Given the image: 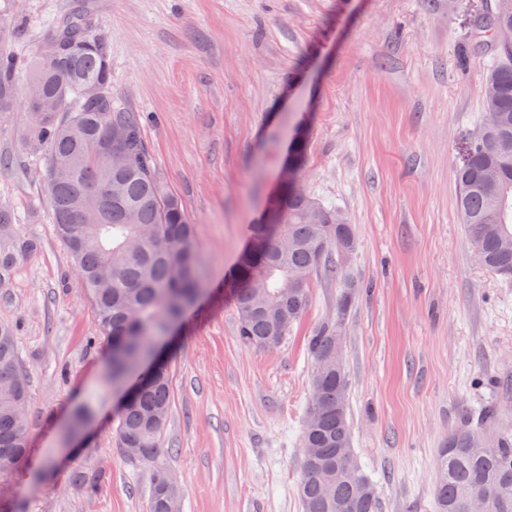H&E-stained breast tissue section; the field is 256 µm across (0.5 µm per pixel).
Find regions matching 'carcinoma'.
<instances>
[{"mask_svg": "<svg viewBox=\"0 0 512 512\" xmlns=\"http://www.w3.org/2000/svg\"><path fill=\"white\" fill-rule=\"evenodd\" d=\"M480 53L496 62L485 78L484 107L491 117L469 143L456 169L457 199L472 252L494 274L512 278V0H493L483 13ZM79 9L48 35L47 49L30 66L28 83L41 95L28 102L22 139L44 160V187L56 232L69 249L82 287L93 301L99 330L112 344L109 377L120 390L138 373L137 361L152 358L182 309L200 290L194 227L177 196L157 173L144 143L138 113L112 99L111 63L89 34ZM17 61L0 52V116L12 111L22 86ZM113 130L126 135L121 155L99 153ZM280 223L254 224L250 235L266 248L239 257L232 292L240 320L239 338L248 346L284 342L310 305V285L324 275L343 283L336 300L348 303L352 284L339 241L355 244L352 225L335 208L320 204L306 187L284 185L278 193ZM38 248L15 223L12 207L0 203V289ZM288 289V304L279 295ZM341 319L322 321L308 337L313 363L308 408L314 426H303L299 497L303 512H377L373 481L351 448L347 375L344 365H327L342 342ZM15 328L0 322V476L29 454L26 428L17 420L28 402L19 374ZM171 411L170 373L157 360L144 370L139 389L118 413L120 445L137 440L149 450L150 512H165L159 477L160 436ZM501 410L488 405L448 434L437 468L438 512H469L470 498L484 496V512H512V430L500 426Z\"/></svg>", "mask_w": 512, "mask_h": 512, "instance_id": "carcinoma-1", "label": "carcinoma"}]
</instances>
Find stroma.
Here are the masks:
<instances>
[{
    "label": "stroma",
    "mask_w": 512,
    "mask_h": 512,
    "mask_svg": "<svg viewBox=\"0 0 512 512\" xmlns=\"http://www.w3.org/2000/svg\"><path fill=\"white\" fill-rule=\"evenodd\" d=\"M493 0H0V50L19 79L73 9L111 62L114 97L195 226L202 289L158 350L171 378L160 463L182 512H302L307 338L336 314L334 280L275 348L248 347L228 275L280 187L296 134L302 177L342 210L356 248L343 320L352 446L379 512H437L448 433L486 405L512 408V280L480 265L457 209L455 170L486 113L488 56L473 20ZM0 120V201L38 242L0 321L27 376V461L0 477V512H150L149 469L119 449L123 399L110 347L57 236L42 157ZM87 410L78 443L66 437ZM100 480L87 497L74 474Z\"/></svg>",
    "instance_id": "35a3bbf8"
}]
</instances>
